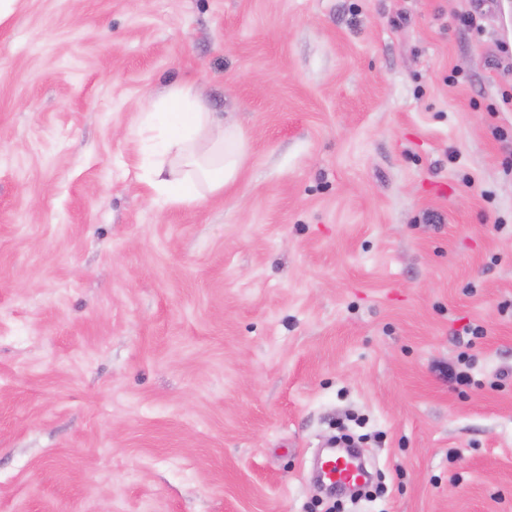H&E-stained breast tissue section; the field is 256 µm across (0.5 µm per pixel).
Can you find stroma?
Listing matches in <instances>:
<instances>
[{"mask_svg": "<svg viewBox=\"0 0 512 512\" xmlns=\"http://www.w3.org/2000/svg\"><path fill=\"white\" fill-rule=\"evenodd\" d=\"M507 46L512 0H13L0 512H324L349 414L347 512H512ZM184 86L246 154L171 205L139 121ZM322 467L331 486L336 487V492H342L344 488L363 479L362 475L351 468L346 454L339 453L328 457Z\"/></svg>", "mask_w": 512, "mask_h": 512, "instance_id": "stroma-1", "label": "stroma"}]
</instances>
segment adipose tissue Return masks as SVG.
<instances>
[{
  "instance_id": "obj_1",
  "label": "adipose tissue",
  "mask_w": 512,
  "mask_h": 512,
  "mask_svg": "<svg viewBox=\"0 0 512 512\" xmlns=\"http://www.w3.org/2000/svg\"><path fill=\"white\" fill-rule=\"evenodd\" d=\"M142 125L156 134L153 187L164 202L193 203L235 178L242 135L207 112L190 88L173 90L157 111L144 113Z\"/></svg>"
}]
</instances>
